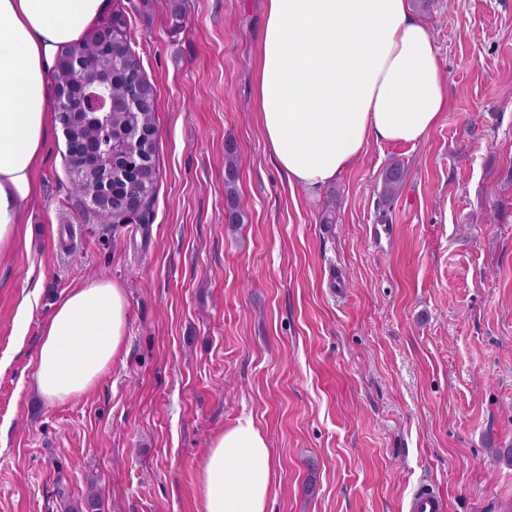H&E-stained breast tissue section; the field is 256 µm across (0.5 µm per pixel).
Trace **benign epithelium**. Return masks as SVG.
<instances>
[{
	"label": "benign epithelium",
	"mask_w": 512,
	"mask_h": 512,
	"mask_svg": "<svg viewBox=\"0 0 512 512\" xmlns=\"http://www.w3.org/2000/svg\"><path fill=\"white\" fill-rule=\"evenodd\" d=\"M75 94L70 82L54 85V113L66 139L70 158L76 161L75 177L84 173L95 175L92 189L84 198L102 214L134 215L144 209L148 190L155 172L150 163L143 160L146 134L116 131L107 124L102 128L101 138H79L77 127L110 116L114 112L140 113L155 104L154 86L149 81L133 82V90L122 97L112 94L90 100L84 111H73ZM121 176L126 185L124 194L117 198L112 193L116 176Z\"/></svg>",
	"instance_id": "obj_1"
}]
</instances>
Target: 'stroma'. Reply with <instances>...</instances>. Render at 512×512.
<instances>
[{
  "label": "stroma",
  "instance_id": "35a3bbf8",
  "mask_svg": "<svg viewBox=\"0 0 512 512\" xmlns=\"http://www.w3.org/2000/svg\"><path fill=\"white\" fill-rule=\"evenodd\" d=\"M111 3L157 91L156 197L143 222L100 223L52 123L31 232L0 259V512H63L93 487L104 512H199L202 459L244 413L279 464L271 512H406L423 487L448 512H512V0L420 14L448 107L422 144H370L330 224L327 192L290 185L259 126L262 0H184L178 21L170 0ZM95 276L126 291L128 353L44 402L42 325ZM238 151L233 142H228L224 152V192L226 195V209L224 222L230 227L243 224L244 214L237 203ZM406 180V171L399 163L388 166L381 174L380 197L387 203L397 196Z\"/></svg>",
  "mask_w": 512,
  "mask_h": 512
}]
</instances>
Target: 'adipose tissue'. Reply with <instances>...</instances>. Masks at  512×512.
I'll list each match as a JSON object with an SVG mask.
<instances>
[{
  "mask_svg": "<svg viewBox=\"0 0 512 512\" xmlns=\"http://www.w3.org/2000/svg\"><path fill=\"white\" fill-rule=\"evenodd\" d=\"M110 0H0V255L17 243L40 195L62 51ZM256 106L269 153L289 184H333L375 143L427 140L447 105L427 28L409 0H264ZM129 306L107 279L68 292L44 322L34 366L49 403L90 391L127 353ZM278 464L253 416L211 442L198 477L202 512H269Z\"/></svg>",
  "mask_w": 512,
  "mask_h": 512,
  "instance_id": "obj_1",
  "label": "adipose tissue"
}]
</instances>
